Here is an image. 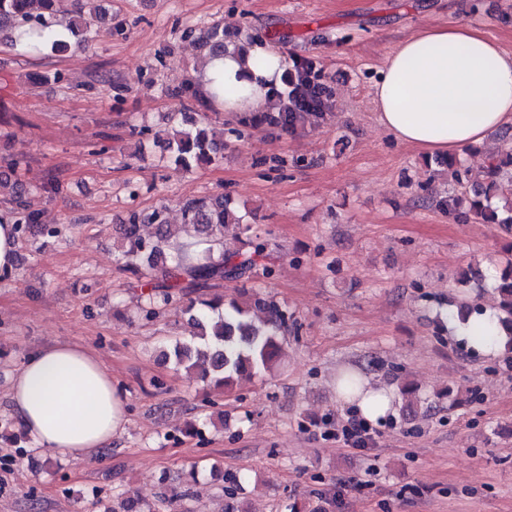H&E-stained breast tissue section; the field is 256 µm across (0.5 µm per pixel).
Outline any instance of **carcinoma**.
<instances>
[{
  "label": "carcinoma",
  "mask_w": 512,
  "mask_h": 512,
  "mask_svg": "<svg viewBox=\"0 0 512 512\" xmlns=\"http://www.w3.org/2000/svg\"><path fill=\"white\" fill-rule=\"evenodd\" d=\"M90 15L98 21L105 19L99 0H0V34L9 32L12 47L63 52L73 42L83 46L91 41ZM183 37L197 44L205 60L222 56L227 49V35L220 22L204 29H189ZM334 108L333 93L322 81L316 61L303 57L288 71V91L277 96L269 111L250 118L243 115L238 120L293 133L326 124ZM174 120L176 126L166 133L169 163L174 168L189 172L224 158L223 139L209 127L206 117L189 121L184 113L176 112ZM23 164V158L12 156L6 172L0 173V194H7L12 203L11 212L0 214V223L16 225L19 234L38 226L52 236L58 230L42 223L39 212L26 204L25 188L16 177ZM444 165L461 194L440 200V207L512 230V205L508 206L510 215L502 218L491 204L502 184H508L512 191L511 148L490 155L481 177L476 179L454 158ZM144 224L154 228L148 238L141 234ZM180 226L193 229L196 240L171 244L172 224L164 207L128 215L123 236L125 267L139 278L138 286L145 297L142 311L147 318L156 317L195 283L241 280L252 272L255 258L264 252V245L254 242L249 243L251 251L247 255L220 250L226 233L232 231L238 237L249 230L234 202L222 193L185 200L180 206ZM494 293L505 314L504 322L512 328V276L494 288ZM185 311L194 332L190 339L175 341L165 352L176 369L196 373L230 391L240 381L276 367L281 349L279 331L288 327V311L274 300L252 295L240 301L214 293L189 301Z\"/></svg>",
  "instance_id": "obj_1"
}]
</instances>
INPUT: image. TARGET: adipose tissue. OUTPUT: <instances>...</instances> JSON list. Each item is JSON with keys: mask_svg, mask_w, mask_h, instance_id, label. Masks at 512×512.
I'll return each mask as SVG.
<instances>
[{"mask_svg": "<svg viewBox=\"0 0 512 512\" xmlns=\"http://www.w3.org/2000/svg\"><path fill=\"white\" fill-rule=\"evenodd\" d=\"M285 73L284 58L257 40L229 48L201 74L213 106L262 112ZM224 93L213 96L212 82ZM380 125L430 154L452 155L512 124V54L477 28L425 27L388 57L373 90ZM500 311L484 306L466 317L448 309V332L485 355L507 329ZM16 421L40 452L82 460L108 446L126 421L125 398L101 361L81 346L54 343L23 361L8 393Z\"/></svg>", "mask_w": 512, "mask_h": 512, "instance_id": "ef3b65f1", "label": "adipose tissue"}]
</instances>
